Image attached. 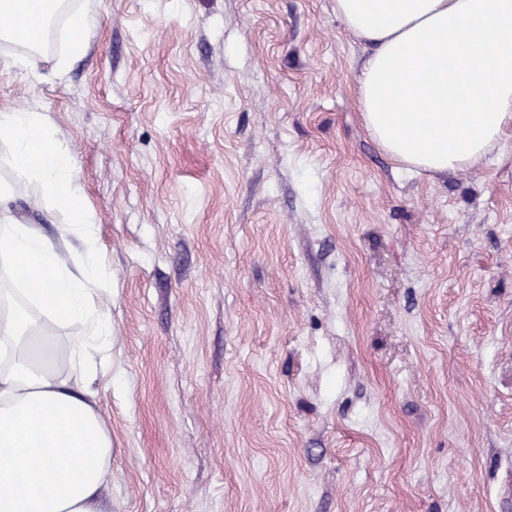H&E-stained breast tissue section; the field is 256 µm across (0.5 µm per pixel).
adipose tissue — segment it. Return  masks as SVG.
Masks as SVG:
<instances>
[{"instance_id": "1", "label": "adipose tissue", "mask_w": 512, "mask_h": 512, "mask_svg": "<svg viewBox=\"0 0 512 512\" xmlns=\"http://www.w3.org/2000/svg\"><path fill=\"white\" fill-rule=\"evenodd\" d=\"M0 0V42L19 46L1 63L35 68L58 19L65 48L57 72L83 52L88 10L71 0ZM345 28L371 53L356 86L363 124L399 167L445 174L487 159L512 125V0H336ZM17 177L62 215V239L82 245L68 263L58 244L15 220L0 190V267H24L18 303L0 289V512H100L112 435L89 381L109 370L112 322L95 302L104 279L96 220L73 157L42 113L0 111V139ZM79 325L70 368L56 370L57 337L34 309Z\"/></svg>"}]
</instances>
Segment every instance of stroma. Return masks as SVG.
<instances>
[{"label": "stroma", "mask_w": 512, "mask_h": 512, "mask_svg": "<svg viewBox=\"0 0 512 512\" xmlns=\"http://www.w3.org/2000/svg\"><path fill=\"white\" fill-rule=\"evenodd\" d=\"M55 72L0 65L96 217L105 512H512V128L397 169L333 0H76ZM19 222L59 241L0 140Z\"/></svg>", "instance_id": "stroma-1"}]
</instances>
